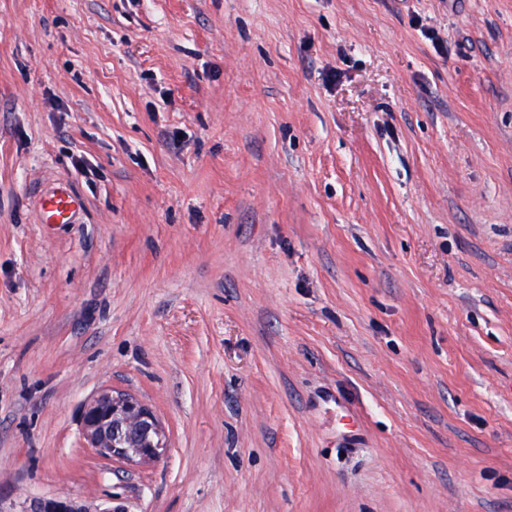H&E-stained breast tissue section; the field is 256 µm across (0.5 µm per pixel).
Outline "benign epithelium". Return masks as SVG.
Wrapping results in <instances>:
<instances>
[{
	"instance_id": "1",
	"label": "benign epithelium",
	"mask_w": 512,
	"mask_h": 512,
	"mask_svg": "<svg viewBox=\"0 0 512 512\" xmlns=\"http://www.w3.org/2000/svg\"><path fill=\"white\" fill-rule=\"evenodd\" d=\"M81 427L88 447L100 457L129 464L162 459L169 437L156 414L135 396L105 391L85 405ZM20 512H124L107 501L95 510L70 496L34 498Z\"/></svg>"
}]
</instances>
